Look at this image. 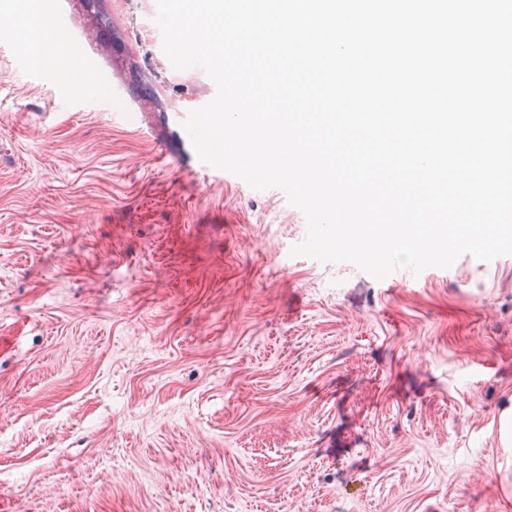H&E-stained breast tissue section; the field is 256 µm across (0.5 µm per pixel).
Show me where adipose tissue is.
<instances>
[{"mask_svg": "<svg viewBox=\"0 0 512 512\" xmlns=\"http://www.w3.org/2000/svg\"><path fill=\"white\" fill-rule=\"evenodd\" d=\"M20 22L26 30L34 64H42L45 48H52V62L60 73L62 85L75 91L93 88L92 77L69 67L68 61L73 56L74 49L50 25L47 0H26V10Z\"/></svg>", "mask_w": 512, "mask_h": 512, "instance_id": "1", "label": "adipose tissue"}]
</instances>
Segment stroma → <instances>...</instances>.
I'll use <instances>...</instances> for the list:
<instances>
[{"label":"stroma","instance_id":"35a3bbf8","mask_svg":"<svg viewBox=\"0 0 512 512\" xmlns=\"http://www.w3.org/2000/svg\"><path fill=\"white\" fill-rule=\"evenodd\" d=\"M0 26V512H512V254L376 280L197 156L155 0ZM26 30L32 62L40 65L44 60V49L53 48L52 62L60 73L62 85L73 91L92 89V77L69 67L68 61L75 51L50 25L46 0H27L26 10L20 19Z\"/></svg>","mask_w":512,"mask_h":512}]
</instances>
